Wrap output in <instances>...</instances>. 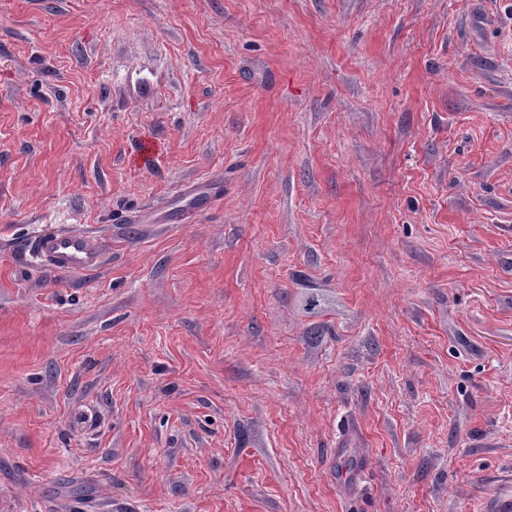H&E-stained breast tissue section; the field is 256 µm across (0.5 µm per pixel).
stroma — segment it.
<instances>
[{
    "instance_id": "obj_1",
    "label": "stroma",
    "mask_w": 512,
    "mask_h": 512,
    "mask_svg": "<svg viewBox=\"0 0 512 512\" xmlns=\"http://www.w3.org/2000/svg\"><path fill=\"white\" fill-rule=\"evenodd\" d=\"M500 489L512 0H0V512ZM38 251L52 267L66 272L99 268L101 253L92 239L78 234H53L39 240Z\"/></svg>"
}]
</instances>
